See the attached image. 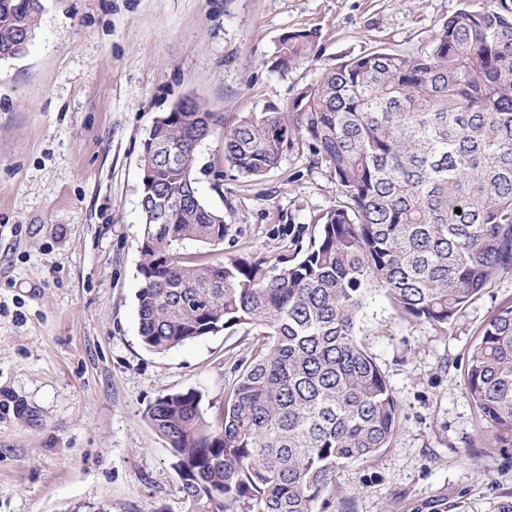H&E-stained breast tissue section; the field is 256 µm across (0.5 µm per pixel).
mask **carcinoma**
I'll use <instances>...</instances> for the list:
<instances>
[{"label":"carcinoma","mask_w":512,"mask_h":512,"mask_svg":"<svg viewBox=\"0 0 512 512\" xmlns=\"http://www.w3.org/2000/svg\"><path fill=\"white\" fill-rule=\"evenodd\" d=\"M40 15L41 0H0V60L25 55ZM315 37L282 36L278 66L311 57ZM222 125L189 99L148 135L175 159L143 144L140 205L152 223L139 333L160 353L223 330L256 340L218 421L194 390L161 396L147 416L171 448L184 512H318L337 470L397 432L396 400L358 337L373 295L443 329L512 274V0L457 11L422 54L378 49L324 68L287 119L269 110L224 130L240 175L266 174L301 144L336 186L337 204L291 257L185 252L234 237L194 176L200 142ZM463 383L480 436L512 448V296L479 328Z\"/></svg>","instance_id":"carcinoma-1"}]
</instances>
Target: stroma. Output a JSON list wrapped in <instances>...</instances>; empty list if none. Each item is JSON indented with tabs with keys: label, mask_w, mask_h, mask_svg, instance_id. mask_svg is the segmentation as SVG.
<instances>
[{
	"label": "stroma",
	"mask_w": 512,
	"mask_h": 512,
	"mask_svg": "<svg viewBox=\"0 0 512 512\" xmlns=\"http://www.w3.org/2000/svg\"><path fill=\"white\" fill-rule=\"evenodd\" d=\"M28 53L0 60V512H184L167 441L146 417L167 393L224 408L251 339L222 331L165 353L139 334L141 154L156 117L196 100L225 126L288 113L321 69L379 48L427 49L482 0H41ZM316 57L276 66L289 32ZM199 194L236 230L203 256L273 257L308 243L336 203L327 170L284 152L243 179L215 133L197 152ZM512 277L447 329L376 296L359 335L385 374L398 429L340 469L323 512H499L512 448L475 446L462 373Z\"/></svg>",
	"instance_id": "stroma-1"
}]
</instances>
